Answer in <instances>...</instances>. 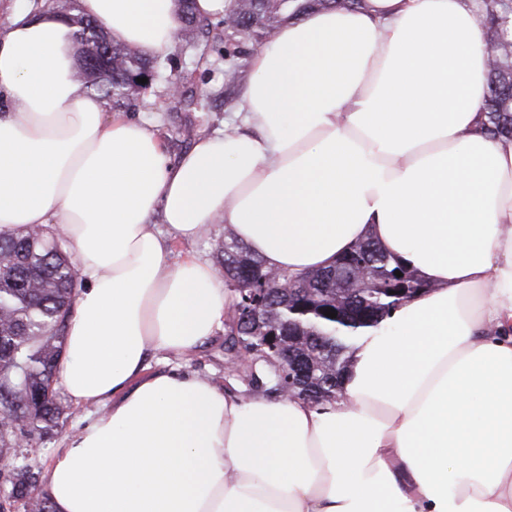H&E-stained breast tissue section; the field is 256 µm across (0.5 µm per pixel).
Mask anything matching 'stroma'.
Masks as SVG:
<instances>
[{
    "instance_id": "stroma-1",
    "label": "stroma",
    "mask_w": 512,
    "mask_h": 512,
    "mask_svg": "<svg viewBox=\"0 0 512 512\" xmlns=\"http://www.w3.org/2000/svg\"><path fill=\"white\" fill-rule=\"evenodd\" d=\"M254 49V44L239 43L237 36L229 30L211 40L209 47L201 53L173 47L167 55V71L179 79L184 92L194 95V108L188 112L177 110L175 100L167 94L166 83L161 82L145 94L143 104L130 110V118L154 126L169 158L179 159L190 148L181 135L185 125L195 126L201 134L222 131L229 119L243 109L240 86L225 84L226 64L220 57L221 52L237 50L247 59ZM224 362V333L219 330L193 355L160 353L150 361L149 367L153 370L177 367L220 383L230 392H243V385L225 370Z\"/></svg>"
}]
</instances>
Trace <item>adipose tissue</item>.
I'll return each instance as SVG.
<instances>
[{
	"label": "adipose tissue",
	"instance_id": "ef3b65f1",
	"mask_svg": "<svg viewBox=\"0 0 512 512\" xmlns=\"http://www.w3.org/2000/svg\"><path fill=\"white\" fill-rule=\"evenodd\" d=\"M477 0H365L284 23L244 111L178 162L76 80L41 6L0 28V232L54 225L84 286L59 378L93 416L53 455L54 512H512V139L482 128ZM151 56L173 0H80ZM224 223L267 267L332 265L370 237L423 287L346 355L342 393L241 397L153 372L224 323L193 252Z\"/></svg>",
	"mask_w": 512,
	"mask_h": 512
}]
</instances>
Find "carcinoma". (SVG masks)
Wrapping results in <instances>:
<instances>
[{
    "label": "carcinoma",
    "mask_w": 512,
    "mask_h": 512,
    "mask_svg": "<svg viewBox=\"0 0 512 512\" xmlns=\"http://www.w3.org/2000/svg\"><path fill=\"white\" fill-rule=\"evenodd\" d=\"M76 26L75 38L95 51L94 63L78 61L80 80L112 108L132 109L146 84L162 79L159 59L113 40L97 22L68 13L70 0H49ZM183 25L180 43L193 48L209 38L213 26L229 28L257 44L267 30L295 20L313 9L361 8L364 0H242L213 24L196 13V0H177ZM478 24L488 53V93L484 131L493 138L512 137V0H481ZM66 240L47 225L26 226L0 234V456L13 468L0 477V503L24 501L25 512H52L49 498L33 494L42 471L28 462L17 440L29 448L50 438L71 415L59 396L58 363L66 324L81 288L66 251ZM215 265L234 308L256 293L263 294L258 320L248 331L229 329L224 351L239 348L255 353L254 369L241 377L251 391L279 392L288 379V355L305 367L295 377V396L319 403L336 398L346 366V353L359 329L374 327L423 287L421 281L370 238L357 242L328 269L306 274L278 270L290 283L282 289L268 279L264 260L232 232L216 241ZM366 273L361 285L351 284L353 265ZM400 271L402 276L395 275ZM336 317L330 318L325 312ZM276 328L277 356L267 347V333Z\"/></svg>",
    "instance_id": "1"
}]
</instances>
